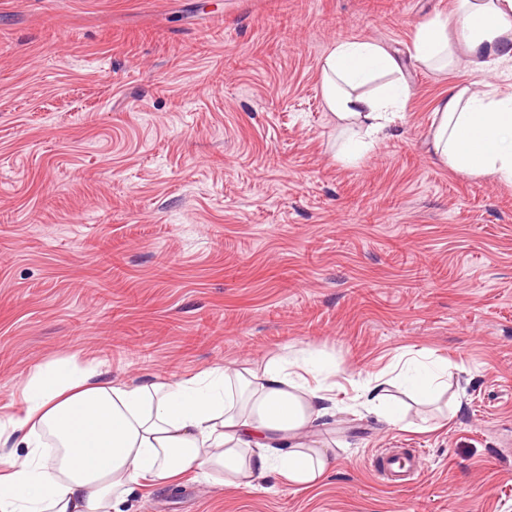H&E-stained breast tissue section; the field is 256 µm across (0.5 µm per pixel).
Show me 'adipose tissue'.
<instances>
[{"mask_svg":"<svg viewBox=\"0 0 512 512\" xmlns=\"http://www.w3.org/2000/svg\"><path fill=\"white\" fill-rule=\"evenodd\" d=\"M410 56L435 70L464 56L475 71L512 76V0H456L451 15L417 29ZM321 86L350 133L341 159L351 165L390 136L410 95L401 61L369 40L336 42ZM435 115L430 139L443 165L512 185V92L455 85ZM334 372L308 350L244 373L217 367L136 385L72 356L50 361L26 376L21 414L0 419V512H115L133 487L196 471L234 489L272 474L312 488L329 456L306 434L336 407L321 383Z\"/></svg>","mask_w":512,"mask_h":512,"instance_id":"1","label":"adipose tissue"}]
</instances>
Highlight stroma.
<instances>
[{
    "instance_id": "1",
    "label": "stroma",
    "mask_w": 512,
    "mask_h": 512,
    "mask_svg": "<svg viewBox=\"0 0 512 512\" xmlns=\"http://www.w3.org/2000/svg\"><path fill=\"white\" fill-rule=\"evenodd\" d=\"M454 2L0 0V417L60 357L139 384L306 348L336 365L319 486L193 473L124 512H512V185L432 155L439 100L482 75L409 62ZM347 38L411 88L353 166L320 86ZM403 355L448 389L391 386L394 426L357 396ZM380 448L416 480L388 484Z\"/></svg>"
}]
</instances>
